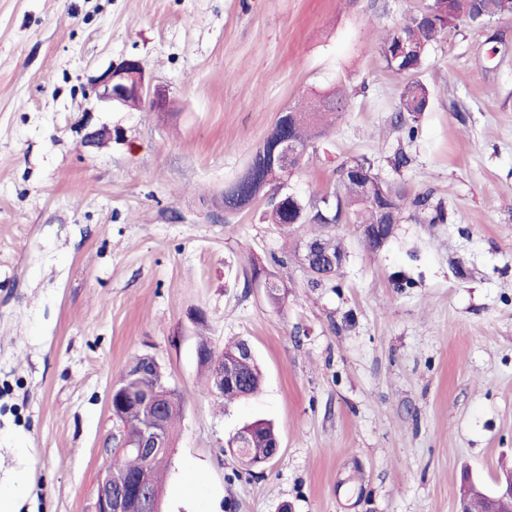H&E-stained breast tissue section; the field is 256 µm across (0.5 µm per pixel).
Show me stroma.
<instances>
[{
    "label": "stroma",
    "instance_id": "1",
    "mask_svg": "<svg viewBox=\"0 0 512 512\" xmlns=\"http://www.w3.org/2000/svg\"><path fill=\"white\" fill-rule=\"evenodd\" d=\"M423 3L0 0V484L24 478L17 512H94L109 394L142 354L182 405L160 512H457L464 475L490 490L512 470V20L430 48L411 134L372 34ZM128 58L167 111L98 101ZM336 87L350 108L290 186L312 197L364 157L446 220L407 210L374 250L339 224L340 272L310 288L297 236L261 200L225 214L223 193L281 112ZM100 128L111 140L85 144ZM204 339L248 341L260 390L204 393ZM257 419L280 450L249 472L224 446Z\"/></svg>",
    "mask_w": 512,
    "mask_h": 512
}]
</instances>
